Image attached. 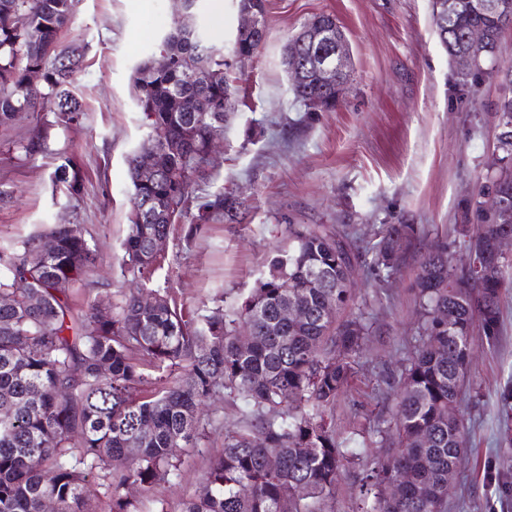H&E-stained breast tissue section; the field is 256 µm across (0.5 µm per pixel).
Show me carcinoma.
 Here are the masks:
<instances>
[{"label": "carcinoma", "mask_w": 512, "mask_h": 512, "mask_svg": "<svg viewBox=\"0 0 512 512\" xmlns=\"http://www.w3.org/2000/svg\"><path fill=\"white\" fill-rule=\"evenodd\" d=\"M78 3L0 0V126L13 125L20 110L40 115L16 141L27 158L49 151V129L83 116L72 84L84 52L61 41ZM472 3L433 0L440 43L452 58L469 49L466 32L483 27L482 65L506 80L512 65L496 59L504 27ZM239 4L261 18V28L238 45L254 56L267 35L265 0ZM161 47L165 68L145 61L132 74L147 138L127 157L132 210L120 270L136 287L106 313L95 300L75 307L74 286L88 279L96 259L81 224H52L0 246V296L11 298L0 305V512H42L46 499L56 512H89L90 485L108 499L107 512H137L122 490L135 485L149 497L179 475L176 450L204 448L217 430L204 411L217 394L244 401L242 418L224 431L223 451L206 457L198 490L181 512H327L342 469L360 460L329 420L372 329L347 282L358 256L345 233L290 224L288 250L230 313L217 301L189 309L155 285L166 261L152 250L155 238L182 225L193 236L214 222L232 224L246 210L224 189L206 190L213 181L210 146L224 135L231 95L224 47L198 27L174 28ZM34 68L44 75L37 100L25 94ZM291 92L302 105L322 96L327 108L336 106L338 90L311 73ZM58 159L52 183L69 208L84 173L72 157ZM145 164L156 170L149 182L139 175ZM504 202L512 205V179L488 175L471 205L493 220ZM485 228H456L463 239L457 257L446 241L421 257L420 321L398 376L384 379L386 426L354 431L381 449L363 464L360 512H447L448 475L457 473L464 451L458 405L469 385L474 329L495 343L500 297L512 287L504 276L512 262L494 254ZM418 233L414 224L385 225L366 248L369 265L391 277ZM46 240L52 250L31 264ZM291 300L302 303L304 317L288 324L280 311ZM328 305L336 308L332 319L323 316ZM246 328L252 342L243 351L238 339ZM120 458L127 459L124 469L114 467ZM398 478L403 491L393 497L388 488Z\"/></svg>", "instance_id": "carcinoma-1"}]
</instances>
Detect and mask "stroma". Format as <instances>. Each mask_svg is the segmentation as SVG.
I'll return each mask as SVG.
<instances>
[{"instance_id":"obj_1","label":"stroma","mask_w":512,"mask_h":512,"mask_svg":"<svg viewBox=\"0 0 512 512\" xmlns=\"http://www.w3.org/2000/svg\"><path fill=\"white\" fill-rule=\"evenodd\" d=\"M267 38L245 66H235L224 148L214 160L219 184L245 198L240 224L215 223L192 242L169 238L161 275L192 308L213 300L232 307L254 288L291 224H344L359 229L357 246L384 224H419L427 235L408 251L388 282L368 264L354 278L376 333L361 368L332 411L338 439L386 418L384 375L396 372L414 336L419 305L412 284L420 255L437 236L459 250L457 224L475 223L470 200L496 148L497 80L459 87L432 22L431 0H267ZM175 0H79L62 33L85 45L74 91L85 108L80 125L51 131L50 152L28 159L17 135L37 123L25 112L0 128V183L15 200L0 205V245L20 242L52 223L79 217L98 245L97 274L86 297L115 302L126 283L119 263L128 232L131 186L126 158L146 137L131 83L135 65L160 56L162 34L175 26ZM336 15L350 47V78L334 110L295 104L283 64L285 48L312 15ZM197 20L214 43L232 49L238 0H199ZM60 153L76 154L85 186L75 211L56 204L50 176ZM495 345L478 344L462 397L465 450L448 512H512V406L501 393L512 380V290L500 298ZM204 458L183 457L182 474L157 487L142 512H180L194 495Z\"/></svg>"}]
</instances>
